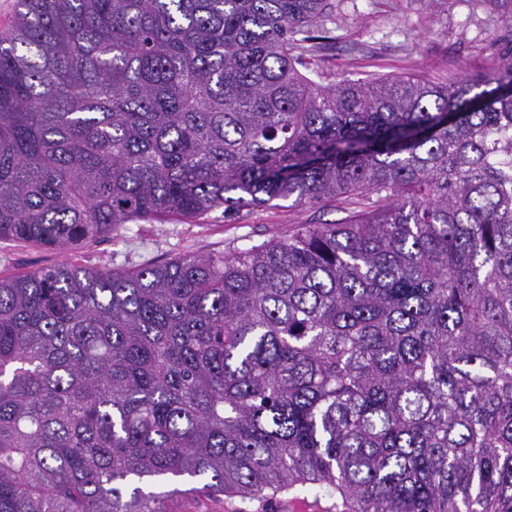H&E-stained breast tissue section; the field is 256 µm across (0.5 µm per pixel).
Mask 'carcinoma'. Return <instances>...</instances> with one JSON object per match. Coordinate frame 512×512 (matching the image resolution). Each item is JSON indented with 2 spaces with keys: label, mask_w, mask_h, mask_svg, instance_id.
<instances>
[{
  "label": "carcinoma",
  "mask_w": 512,
  "mask_h": 512,
  "mask_svg": "<svg viewBox=\"0 0 512 512\" xmlns=\"http://www.w3.org/2000/svg\"><path fill=\"white\" fill-rule=\"evenodd\" d=\"M486 75L300 71L332 0H17L0 241L289 197L334 224L135 270L0 276V512H168L131 486L512 512V0Z\"/></svg>",
  "instance_id": "1"
}]
</instances>
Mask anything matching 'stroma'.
Masks as SVG:
<instances>
[{
    "label": "stroma",
    "instance_id": "stroma-1",
    "mask_svg": "<svg viewBox=\"0 0 512 512\" xmlns=\"http://www.w3.org/2000/svg\"><path fill=\"white\" fill-rule=\"evenodd\" d=\"M336 22L328 40L315 46L306 74L328 83L343 78L419 76L437 82L469 78L493 66L490 46L504 25L472 13L465 0L433 9L429 0H334ZM343 217L331 207H310L287 198L248 207L233 217L217 210L192 223L176 218L137 221L68 258L94 267L131 270L185 254L248 247L287 237L301 224H333ZM63 254L37 244L0 241V275L24 274L63 261ZM169 512H343L340 500L309 493H283L265 501L187 491L162 482Z\"/></svg>",
    "mask_w": 512,
    "mask_h": 512
}]
</instances>
